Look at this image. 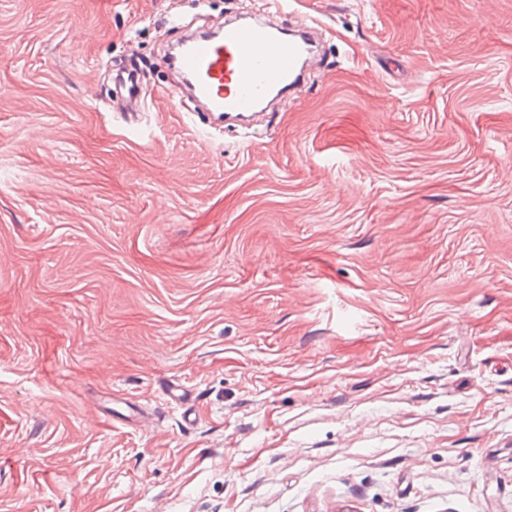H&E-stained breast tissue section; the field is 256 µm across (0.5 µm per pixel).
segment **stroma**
Segmentation results:
<instances>
[{"label":"stroma","mask_w":512,"mask_h":512,"mask_svg":"<svg viewBox=\"0 0 512 512\" xmlns=\"http://www.w3.org/2000/svg\"><path fill=\"white\" fill-rule=\"evenodd\" d=\"M268 8L0 0V512H512V0ZM240 12L319 62L217 131Z\"/></svg>","instance_id":"35a3bbf8"}]
</instances>
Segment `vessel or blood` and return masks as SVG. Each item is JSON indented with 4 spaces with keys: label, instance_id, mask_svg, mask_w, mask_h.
Listing matches in <instances>:
<instances>
[{
    "label": "vessel or blood",
    "instance_id": "obj_1",
    "mask_svg": "<svg viewBox=\"0 0 512 512\" xmlns=\"http://www.w3.org/2000/svg\"><path fill=\"white\" fill-rule=\"evenodd\" d=\"M314 18L302 19L295 38L282 36L273 20L224 21L217 35L187 38L173 64L191 97L216 120L248 121L272 94L298 79L308 60Z\"/></svg>",
    "mask_w": 512,
    "mask_h": 512
}]
</instances>
